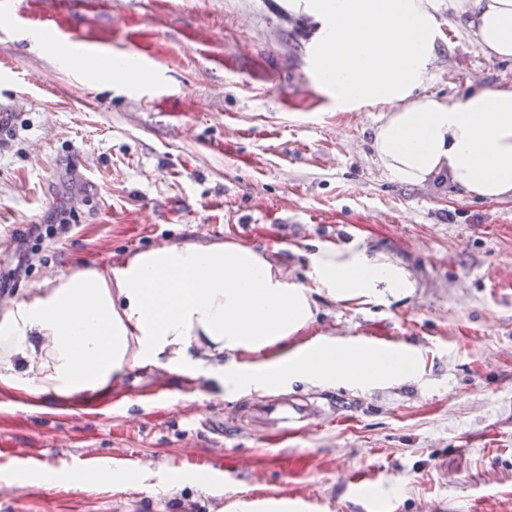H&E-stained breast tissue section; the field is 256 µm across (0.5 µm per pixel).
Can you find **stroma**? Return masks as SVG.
<instances>
[{"label":"stroma","mask_w":512,"mask_h":512,"mask_svg":"<svg viewBox=\"0 0 512 512\" xmlns=\"http://www.w3.org/2000/svg\"><path fill=\"white\" fill-rule=\"evenodd\" d=\"M0 288L46 281L162 242L235 241L306 281L315 243L358 242L401 263L414 294L318 301V336L404 348L400 383H296L336 402L309 426L257 431L244 396L202 379L128 371L88 412H34L0 393V483L20 458L60 474L93 461L115 481L19 483L0 512H512V199L479 201L446 175L392 181L374 159L381 108L339 112L310 76L317 25L290 0H0ZM443 37L418 95L512 85L440 8ZM42 33L45 45L31 37ZM147 73L104 87L113 54ZM67 233L28 235L34 224ZM224 420L232 437L207 431Z\"/></svg>","instance_id":"stroma-1"}]
</instances>
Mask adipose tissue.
I'll return each instance as SVG.
<instances>
[{
	"mask_svg": "<svg viewBox=\"0 0 512 512\" xmlns=\"http://www.w3.org/2000/svg\"><path fill=\"white\" fill-rule=\"evenodd\" d=\"M318 24L312 71L337 111L378 106V164L421 185L444 173L482 200L512 198V85L471 87L441 102L416 98L442 36L438 0H292ZM488 57L512 60V0H448ZM415 285L405 268L357 244L318 245L306 282L243 244L156 245L109 268L59 277L0 314V390L91 407L127 371L153 368L181 380L219 379L231 393H266L292 381L378 387L413 378L414 358L376 346L295 336L316 321L317 297L401 300ZM262 359L236 363L235 355Z\"/></svg>",
	"mask_w": 512,
	"mask_h": 512,
	"instance_id": "obj_1",
	"label": "adipose tissue"
}]
</instances>
